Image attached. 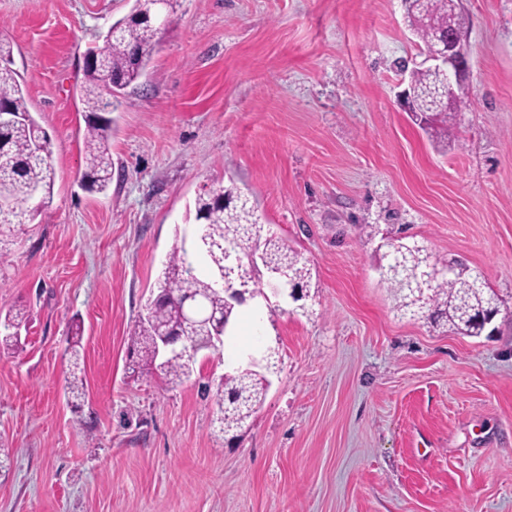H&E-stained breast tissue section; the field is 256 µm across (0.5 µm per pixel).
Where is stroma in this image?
Here are the masks:
<instances>
[{
  "mask_svg": "<svg viewBox=\"0 0 512 512\" xmlns=\"http://www.w3.org/2000/svg\"><path fill=\"white\" fill-rule=\"evenodd\" d=\"M132 5L0 0L55 173L33 221L0 226V316L27 315L0 348V512H512V0H463L469 106L445 150L399 96L397 61L421 59L402 0H180L89 192L85 54ZM231 182L312 269L304 309L262 311L277 367L233 438L217 389L248 324L181 382L127 371L189 206ZM387 238L481 273L495 333L401 316Z\"/></svg>",
  "mask_w": 512,
  "mask_h": 512,
  "instance_id": "stroma-1",
  "label": "stroma"
}]
</instances>
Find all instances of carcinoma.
Here are the masks:
<instances>
[{
    "label": "carcinoma",
    "instance_id": "carcinoma-1",
    "mask_svg": "<svg viewBox=\"0 0 512 512\" xmlns=\"http://www.w3.org/2000/svg\"><path fill=\"white\" fill-rule=\"evenodd\" d=\"M406 18L413 33L426 45L447 32L448 23L458 30L466 27L460 0H406ZM170 15L173 0L162 6L157 0H133L131 12L113 23L102 43L89 49L91 62L85 65L80 100L86 114L85 148L87 170L82 175L85 187L97 193L108 190L112 183V156L109 140L112 119L108 114L121 105L124 90L135 83L147 68L157 46L160 32L159 11ZM112 80L106 90V79ZM447 74L442 70L412 69L413 97L408 100L413 118L424 122L423 129L446 141L450 136L448 113L467 108L469 96L448 101ZM24 81L11 67L7 52L0 46V106L22 117V120L0 131V188L10 197L0 206V224H27L34 214L28 203L50 197L54 173L49 163L50 145L40 144L44 129L30 112L24 94ZM195 223L200 228L191 235H176V243L157 282L164 302L152 308L139 320L131 336L128 369L139 375L152 369L160 371L172 383L190 375L192 367L180 353L165 364L157 362L154 337L183 322L182 296L194 294L202 298L208 313L224 311V294L212 289L213 274L225 269L227 282L237 288L264 293L268 281L263 272L243 262L224 264L225 252L242 253L251 243L264 240L269 263L288 268L290 277L310 283L311 269L299 252L270 233L261 222L255 206L235 184L204 188L194 200ZM422 247L397 250L387 255L380 269L387 271L385 282L394 295L405 299L412 290L426 288L424 309L428 318L446 319L461 334L479 336L485 331L483 313H498V296L478 274H469L458 260L446 262L443 269L424 270L416 261ZM19 317L0 321V346H19ZM188 344L199 350L210 349L211 333L204 328L189 331ZM267 391L265 379L246 374L238 367L224 373L217 420L224 432L243 426L261 404Z\"/></svg>",
    "mask_w": 512,
    "mask_h": 512
}]
</instances>
